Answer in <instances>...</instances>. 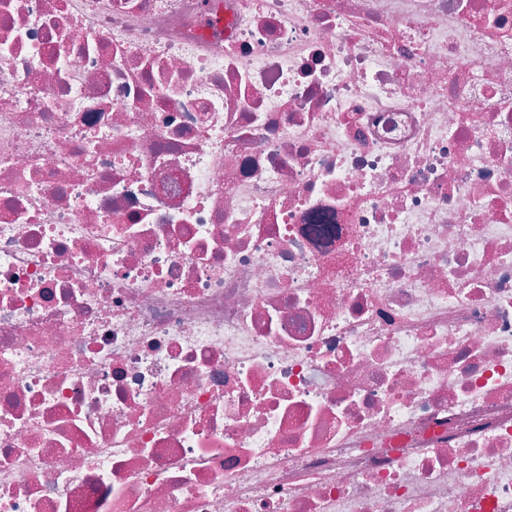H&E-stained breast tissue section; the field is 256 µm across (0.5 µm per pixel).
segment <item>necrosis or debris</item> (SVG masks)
<instances>
[{
  "mask_svg": "<svg viewBox=\"0 0 512 512\" xmlns=\"http://www.w3.org/2000/svg\"><path fill=\"white\" fill-rule=\"evenodd\" d=\"M0 512H512V0H0Z\"/></svg>",
  "mask_w": 512,
  "mask_h": 512,
  "instance_id": "1",
  "label": "necrosis or debris"
}]
</instances>
